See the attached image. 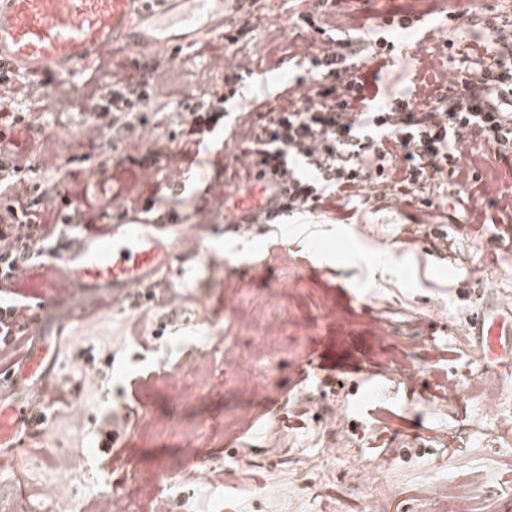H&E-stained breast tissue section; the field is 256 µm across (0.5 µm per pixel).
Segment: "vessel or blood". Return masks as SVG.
I'll use <instances>...</instances> for the list:
<instances>
[{"label":"vessel or blood","mask_w":512,"mask_h":512,"mask_svg":"<svg viewBox=\"0 0 512 512\" xmlns=\"http://www.w3.org/2000/svg\"><path fill=\"white\" fill-rule=\"evenodd\" d=\"M224 0H0V66L35 73H65L87 65L116 42L161 53L171 43L192 44L224 30ZM288 202L287 181L273 176L220 195L225 223L250 231L257 216H274ZM165 211L144 224L125 217L101 234L57 242L51 270L41 263L18 271L39 280L44 292L28 318L35 345L20 370L0 369V455H17L21 429L44 425L42 393L48 380L42 317L86 294L126 299L169 266L178 237L163 227L175 223ZM471 336L484 365L512 366V299L491 300L469 316Z\"/></svg>","instance_id":"b4317fda"}]
</instances>
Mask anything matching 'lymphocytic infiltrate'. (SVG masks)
<instances>
[{
    "label": "lymphocytic infiltrate",
    "mask_w": 512,
    "mask_h": 512,
    "mask_svg": "<svg viewBox=\"0 0 512 512\" xmlns=\"http://www.w3.org/2000/svg\"><path fill=\"white\" fill-rule=\"evenodd\" d=\"M384 37L371 43L333 36L322 39L312 54L305 92L272 108L260 128L232 132L253 175L288 180L292 191L286 214L329 211L336 202L359 196L365 186L404 195L418 193L432 181L475 187L500 211H512V193L483 179L488 158L512 157V67H505L495 45L483 47L470 65L452 67L440 79L434 58L422 59L410 91L397 112L369 108L379 89L354 63L363 52L379 57L391 52ZM156 66L132 62L113 73L107 87L87 84L80 95L58 84L57 111L92 114L95 125L86 137L109 134L150 140L139 114L155 106ZM32 80L17 72L0 75V278L31 262L30 245L50 246L61 235L90 228L96 217L85 210L88 186L45 182L40 169L23 165L11 154L7 131L20 128L42 134L46 115L28 107ZM226 95H191L176 117L181 147L199 145L205 134L224 123ZM491 145V153L471 155L460 163L458 145L465 136ZM28 305L19 297L0 299V359L14 361L26 351Z\"/></svg>",
    "instance_id": "obj_1"
}]
</instances>
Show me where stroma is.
<instances>
[{"label": "stroma", "mask_w": 512, "mask_h": 512, "mask_svg": "<svg viewBox=\"0 0 512 512\" xmlns=\"http://www.w3.org/2000/svg\"><path fill=\"white\" fill-rule=\"evenodd\" d=\"M312 7L313 0H257L235 16L237 24H255L238 43L216 35L197 51L168 48L159 59L165 74L160 101L172 109L200 89L225 93L224 73L213 68V57L252 55L262 64L238 83L226 124H263L265 113L285 103L309 72L307 60L287 54L298 37L321 41L320 33L305 30L298 19ZM494 9L504 18L498 38L512 61V0H344L326 24L337 36L367 40L388 13L429 19L434 40L403 30L394 35L412 55L393 56L382 68L379 84L389 101L408 88L417 59L444 52L448 39H456L461 51L480 52L489 37L483 23ZM57 79L46 77L30 100L48 115L41 137L22 129L11 134L15 157L71 181L105 177L88 198L93 205L111 203L96 223L100 229L118 218L142 180L179 168L186 192H161L156 204L202 227L194 251H177L169 267L197 303L200 323L187 327L188 308L182 304L163 308L147 301L116 311L100 299L79 320L65 323L70 349L58 355L50 383L66 399L51 406L49 427L38 446L26 449V462H0V512H17L21 500H34L42 478L28 459H50L62 451L91 477L88 493L120 487L137 512H150L161 489L177 484L197 459L221 468L193 499L172 496L171 512H224L228 499L239 512H277L253 469L267 458L273 435L282 445L274 466L281 485H288L296 466L310 469L309 488L295 503L298 512H309L311 499L321 512H362L368 489L353 472L377 464L388 465L396 482L387 512H443V500L417 494L424 480L442 470L449 483L475 484L477 512H506L512 440L499 434L479 389L501 384L503 401L512 406V373H484L462 328L482 295L512 296V243L494 239L497 225H512V215L498 216L493 225L467 223L454 201L483 207L489 201L472 188L451 185L431 193L427 207L412 195L366 193L344 208L257 224L240 235L218 222L219 197L205 190L219 179L235 186V174L245 171L230 136L207 135L200 147L183 154L159 113L149 110L144 120L167 144L165 156H155L150 144L134 136L109 143L86 139L76 115L54 110ZM219 156L224 166L217 169L211 162ZM437 230L452 244V261L433 253ZM208 251L223 253L224 262L203 265ZM139 317L154 334L150 345L133 339L132 323ZM272 317L285 323L275 360L250 389H242L219 351L250 353L258 323ZM437 370L458 380L455 403L434 397ZM332 384L351 390L337 437L356 454L319 464L315 448L299 438L321 410L323 386ZM111 412L121 417L119 434L105 450L98 446L99 433ZM237 453L249 465L229 464Z\"/></svg>", "instance_id": "stroma-1"}]
</instances>
